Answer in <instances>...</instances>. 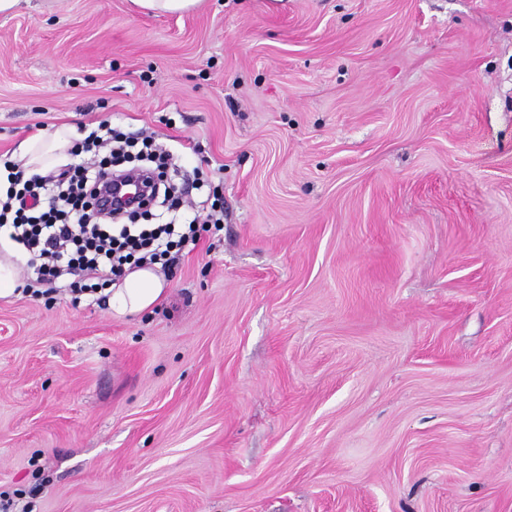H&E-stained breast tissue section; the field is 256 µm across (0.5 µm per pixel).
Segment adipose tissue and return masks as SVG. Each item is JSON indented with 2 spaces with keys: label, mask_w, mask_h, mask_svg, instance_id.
<instances>
[{
  "label": "adipose tissue",
  "mask_w": 512,
  "mask_h": 512,
  "mask_svg": "<svg viewBox=\"0 0 512 512\" xmlns=\"http://www.w3.org/2000/svg\"><path fill=\"white\" fill-rule=\"evenodd\" d=\"M71 146L72 134L62 127L49 136L22 142L13 160L25 173H41L60 166L67 159ZM166 286L165 278L157 269L144 265L131 270L122 283L112 284L108 305L119 317L138 314L151 308Z\"/></svg>",
  "instance_id": "adipose-tissue-1"
}]
</instances>
